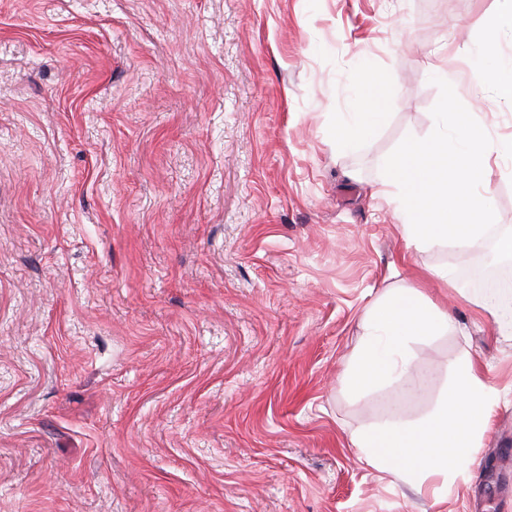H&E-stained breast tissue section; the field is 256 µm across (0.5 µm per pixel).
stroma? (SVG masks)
Wrapping results in <instances>:
<instances>
[{
	"label": "stroma",
	"mask_w": 512,
	"mask_h": 512,
	"mask_svg": "<svg viewBox=\"0 0 512 512\" xmlns=\"http://www.w3.org/2000/svg\"><path fill=\"white\" fill-rule=\"evenodd\" d=\"M495 0H0V512H512V335L408 246L386 157L427 137L438 67L503 150L512 62ZM381 114L344 149L365 77ZM422 289L456 328L413 372L347 380L365 309ZM470 357L499 392L475 463L436 494L353 431L414 422ZM475 85H492L498 95L508 103H512V75L504 76L499 68H479L472 74Z\"/></svg>",
	"instance_id": "35a3bbf8"
}]
</instances>
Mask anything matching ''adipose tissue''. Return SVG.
<instances>
[{
    "label": "adipose tissue",
    "mask_w": 512,
    "mask_h": 512,
    "mask_svg": "<svg viewBox=\"0 0 512 512\" xmlns=\"http://www.w3.org/2000/svg\"><path fill=\"white\" fill-rule=\"evenodd\" d=\"M364 324L351 374L353 387L360 390L410 374L409 342L454 326L447 312L415 288L397 289L372 303ZM454 365L457 376L436 414L416 423L395 422L353 434V447L369 465L409 483L434 479L445 488L474 462L498 395L469 358L456 359Z\"/></svg>",
    "instance_id": "1"
}]
</instances>
